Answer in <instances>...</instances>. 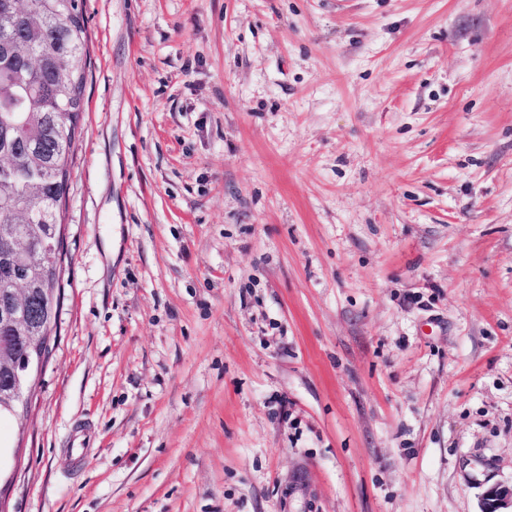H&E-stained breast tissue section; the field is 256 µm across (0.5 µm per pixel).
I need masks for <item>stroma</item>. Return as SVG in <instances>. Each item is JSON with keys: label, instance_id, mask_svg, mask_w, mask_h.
Listing matches in <instances>:
<instances>
[{"label": "stroma", "instance_id": "1", "mask_svg": "<svg viewBox=\"0 0 512 512\" xmlns=\"http://www.w3.org/2000/svg\"><path fill=\"white\" fill-rule=\"evenodd\" d=\"M83 10L0 512H480L512 482V0Z\"/></svg>", "mask_w": 512, "mask_h": 512}]
</instances>
